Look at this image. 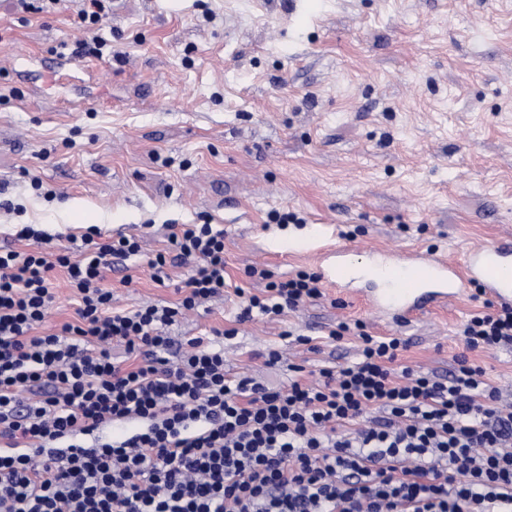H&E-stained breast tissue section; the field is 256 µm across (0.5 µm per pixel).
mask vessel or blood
I'll use <instances>...</instances> for the list:
<instances>
[{
  "mask_svg": "<svg viewBox=\"0 0 512 512\" xmlns=\"http://www.w3.org/2000/svg\"><path fill=\"white\" fill-rule=\"evenodd\" d=\"M350 257L345 246L326 256L331 284L361 293L373 315L399 327L458 299L468 284L483 288L495 303L512 305V237L471 247L460 261L443 252L382 249L374 274L361 279L351 271Z\"/></svg>",
  "mask_w": 512,
  "mask_h": 512,
  "instance_id": "1",
  "label": "vessel or blood"
}]
</instances>
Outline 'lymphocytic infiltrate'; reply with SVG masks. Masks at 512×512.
Masks as SVG:
<instances>
[{"instance_id":"1","label":"lymphocytic infiltrate","mask_w":512,"mask_h":512,"mask_svg":"<svg viewBox=\"0 0 512 512\" xmlns=\"http://www.w3.org/2000/svg\"><path fill=\"white\" fill-rule=\"evenodd\" d=\"M86 29L76 58L108 60L97 32L112 0H77ZM31 250L0 251V512H512V404L482 367L460 360L447 377L395 370L405 341L362 321L328 337L357 338L358 360L270 385L228 377L209 335L167 353L173 325L223 294L224 232L184 224L169 250L149 257L156 282L190 264L178 301L114 308L113 261L141 255L142 240L93 233L47 256L44 236L22 227ZM64 269L76 322L34 335ZM262 285L241 320H270L322 296L318 274ZM467 350L512 346V306L485 303L462 328ZM125 348V360L112 355ZM120 426L112 440L99 433Z\"/></svg>"}]
</instances>
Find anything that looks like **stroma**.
<instances>
[{
	"label": "stroma",
	"mask_w": 512,
	"mask_h": 512,
	"mask_svg": "<svg viewBox=\"0 0 512 512\" xmlns=\"http://www.w3.org/2000/svg\"><path fill=\"white\" fill-rule=\"evenodd\" d=\"M102 33L116 58L77 59L75 4L24 18L0 0V247L25 224L49 252L92 227L143 235L144 254L108 275L130 310L178 300L191 267L159 284L148 257L172 226L210 224L230 285L169 334L221 330L229 375L284 383L292 363L353 362L354 341L328 332L359 320L408 340L397 367L444 376L465 354L512 399V349L470 353L460 336L483 308L472 292L398 329L321 261L338 243L457 257L512 234V0H122ZM252 266L316 272L323 296L238 321ZM289 329L312 346L284 345ZM282 345L288 365L265 366Z\"/></svg>",
	"instance_id": "35a3bbf8"
}]
</instances>
